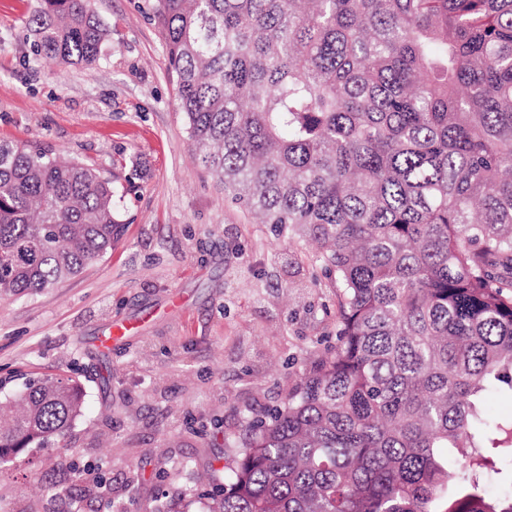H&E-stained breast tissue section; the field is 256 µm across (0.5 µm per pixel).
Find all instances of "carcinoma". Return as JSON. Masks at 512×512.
Listing matches in <instances>:
<instances>
[{
  "mask_svg": "<svg viewBox=\"0 0 512 512\" xmlns=\"http://www.w3.org/2000/svg\"><path fill=\"white\" fill-rule=\"evenodd\" d=\"M201 163L320 245L336 346L245 421L209 512H512V0H152ZM35 59L99 61L91 0H40ZM96 169L0 142V288L74 277L121 232ZM81 385L14 398L0 458Z\"/></svg>",
  "mask_w": 512,
  "mask_h": 512,
  "instance_id": "carcinoma-1",
  "label": "carcinoma"
}]
</instances>
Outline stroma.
<instances>
[{"label":"stroma","instance_id":"35a3bbf8","mask_svg":"<svg viewBox=\"0 0 512 512\" xmlns=\"http://www.w3.org/2000/svg\"><path fill=\"white\" fill-rule=\"evenodd\" d=\"M147 0H93L110 29L93 66L34 59L37 0H0V140L112 180L124 233L77 276L0 295V400L80 382L62 436L0 465V512H207L226 444L282 405L336 342L312 248L255 223L199 163ZM148 317L102 354L116 319Z\"/></svg>","mask_w":512,"mask_h":512}]
</instances>
